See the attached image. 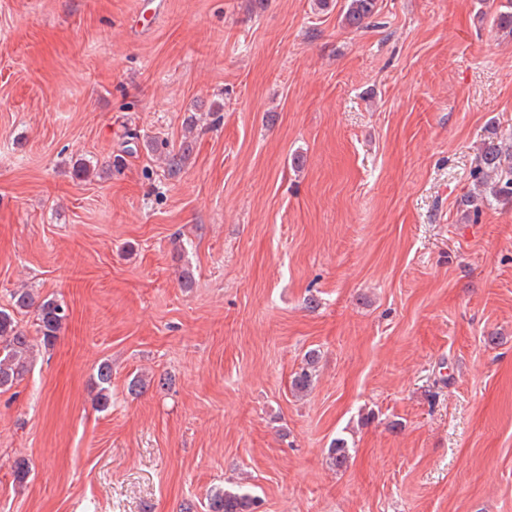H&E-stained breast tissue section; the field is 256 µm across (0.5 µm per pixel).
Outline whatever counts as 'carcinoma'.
<instances>
[{
    "label": "carcinoma",
    "instance_id": "obj_1",
    "mask_svg": "<svg viewBox=\"0 0 512 512\" xmlns=\"http://www.w3.org/2000/svg\"><path fill=\"white\" fill-rule=\"evenodd\" d=\"M376 0H345L343 21L351 28H360L375 12ZM149 148L156 152L167 150V170L171 174L180 172L185 164L190 147L178 151L168 149L163 141H152ZM479 186L482 194L495 200L512 201V143L490 141L484 144L478 168ZM34 312L36 315L39 343L45 347L54 344L68 318L67 309L52 296H41L32 288H17L10 294V306L0 307V392L10 390L22 380L28 370L34 352V339L29 336L18 320V315ZM318 355L310 350L306 353V366L293 375L291 386L297 393L311 388V368ZM112 368L107 362L99 365L96 373L97 403L105 408L110 401ZM331 464L341 468L348 460L349 452L344 441L335 440L328 449ZM256 497L242 486L218 489L208 498V512H256Z\"/></svg>",
    "mask_w": 512,
    "mask_h": 512
}]
</instances>
